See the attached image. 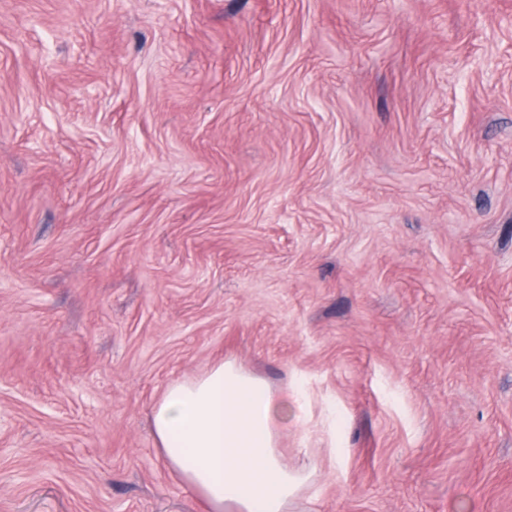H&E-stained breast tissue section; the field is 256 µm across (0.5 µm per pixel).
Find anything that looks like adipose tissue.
<instances>
[{"instance_id": "1", "label": "adipose tissue", "mask_w": 512, "mask_h": 512, "mask_svg": "<svg viewBox=\"0 0 512 512\" xmlns=\"http://www.w3.org/2000/svg\"><path fill=\"white\" fill-rule=\"evenodd\" d=\"M306 401L303 386L288 404L264 379L225 361L173 382L151 422L166 464L211 512H288L310 475L288 468L277 426L289 406Z\"/></svg>"}]
</instances>
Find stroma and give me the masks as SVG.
<instances>
[{
	"label": "stroma",
	"instance_id": "35a3bbf8",
	"mask_svg": "<svg viewBox=\"0 0 512 512\" xmlns=\"http://www.w3.org/2000/svg\"><path fill=\"white\" fill-rule=\"evenodd\" d=\"M226 360L293 512H512V0H0V512H209ZM283 402L262 378L225 361L173 382L151 411L161 456L211 512H288L311 473L278 447Z\"/></svg>",
	"mask_w": 512,
	"mask_h": 512
}]
</instances>
